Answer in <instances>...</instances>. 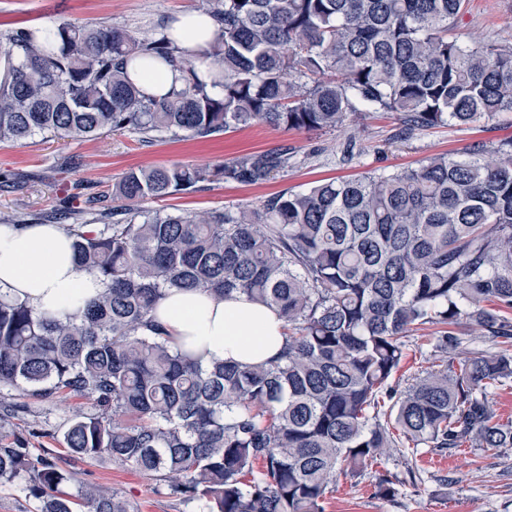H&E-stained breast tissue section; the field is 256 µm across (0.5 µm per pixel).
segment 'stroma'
I'll return each instance as SVG.
<instances>
[{"mask_svg": "<svg viewBox=\"0 0 512 512\" xmlns=\"http://www.w3.org/2000/svg\"><path fill=\"white\" fill-rule=\"evenodd\" d=\"M206 0H0V46L19 27L45 26L58 20L76 25L105 22L136 33L160 28L178 15L205 9ZM465 40L512 43V0H469L454 31ZM397 114L358 112L334 129L301 132L266 125L235 128L204 139L168 138L151 141L130 130L108 133L92 140L35 138L28 143L0 145V174L16 177V186L0 185V216L27 220L54 211L68 194L71 183L86 192L111 195L112 185L133 168L189 165L213 168L247 154L274 148L288 149L287 168L260 185L212 182L158 201L148 208L202 212L254 207L286 190L299 191L322 179H348L376 169L398 171L438 153L454 152L480 142L497 146L512 140V114L483 121L473 127L454 124L426 127L408 139L399 138ZM355 142L357 156L347 160L343 151ZM78 166L62 168L69 158ZM433 327L414 332L410 351L392 383L405 388L430 368ZM90 411L82 399L54 406L29 402L10 413L0 409V441L17 436L29 439L33 455L53 456L63 468H75L78 483L117 491L137 512H201L197 503L157 490L154 481L131 467L112 461L72 464L63 431L71 411ZM46 429L43 437H29L31 426ZM398 475V493L376 492L379 473ZM78 483L68 484L67 492ZM325 512H512V448H465L445 454L426 448L390 449L381 464L358 477H339L325 500Z\"/></svg>", "mask_w": 512, "mask_h": 512, "instance_id": "stroma-1", "label": "stroma"}]
</instances>
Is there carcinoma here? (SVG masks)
Returning a JSON list of instances; mask_svg holds the SVG:
<instances>
[{
	"instance_id": "carcinoma-1",
	"label": "carcinoma",
	"mask_w": 512,
	"mask_h": 512,
	"mask_svg": "<svg viewBox=\"0 0 512 512\" xmlns=\"http://www.w3.org/2000/svg\"><path fill=\"white\" fill-rule=\"evenodd\" d=\"M467 0H208L218 24L195 60L160 28L67 21L17 28L0 49V144L126 129L206 138L235 127L320 131L356 112L406 130L512 113V47L448 37ZM181 85L146 94L136 69ZM288 152L214 169L133 168L112 204L88 196L65 225L78 270L105 290L56 318L0 294V405H92L63 432L76 462L127 465L203 512H324L340 475H363L396 443L445 452L512 448L488 389L512 379V140L429 156L397 172L315 182L203 213L143 207L214 181L260 185ZM237 292L276 309L273 360L208 369L157 333L165 290ZM435 325L431 356L464 328L498 341L453 367L389 386L409 333ZM22 477L37 512H136L118 493L62 486L76 473L0 443V481ZM383 474L377 492L395 496Z\"/></svg>"
}]
</instances>
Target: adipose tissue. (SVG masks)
<instances>
[{"mask_svg":"<svg viewBox=\"0 0 512 512\" xmlns=\"http://www.w3.org/2000/svg\"><path fill=\"white\" fill-rule=\"evenodd\" d=\"M217 30L207 13L194 11L181 15L173 37L186 53L197 54ZM101 291L97 277L77 269L72 240L62 226H0V293L64 318L74 313L76 302ZM153 318L176 351L205 368L223 361L245 365L271 360L285 342L277 311L242 294L220 298L198 289H172Z\"/></svg>","mask_w":512,"mask_h":512,"instance_id":"obj_1","label":"adipose tissue"}]
</instances>
